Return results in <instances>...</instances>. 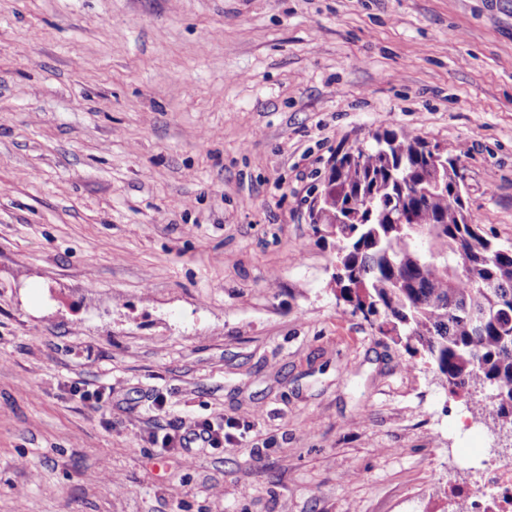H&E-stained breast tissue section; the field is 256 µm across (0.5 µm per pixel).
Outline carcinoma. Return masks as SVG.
I'll return each instance as SVG.
<instances>
[{"label": "carcinoma", "mask_w": 512, "mask_h": 512, "mask_svg": "<svg viewBox=\"0 0 512 512\" xmlns=\"http://www.w3.org/2000/svg\"><path fill=\"white\" fill-rule=\"evenodd\" d=\"M426 147L384 130L336 154L312 223L336 234V282L353 311L422 354L449 392L492 395V424L512 429V247L472 221L458 157L440 184L425 181Z\"/></svg>", "instance_id": "cac0c4a2"}]
</instances>
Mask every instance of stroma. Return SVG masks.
I'll list each match as a JSON object with an SVG mask.
<instances>
[{
	"label": "stroma",
	"mask_w": 512,
	"mask_h": 512,
	"mask_svg": "<svg viewBox=\"0 0 512 512\" xmlns=\"http://www.w3.org/2000/svg\"><path fill=\"white\" fill-rule=\"evenodd\" d=\"M383 130L512 245V0H0V512H451L484 417L309 219ZM172 433H166L161 441L158 452L163 455L180 453L184 448L191 447L193 443H200L201 448H221L224 447V439L228 437L224 434V423H215L212 421H203L196 423L188 432L182 428H173Z\"/></svg>",
	"instance_id": "stroma-1"
}]
</instances>
